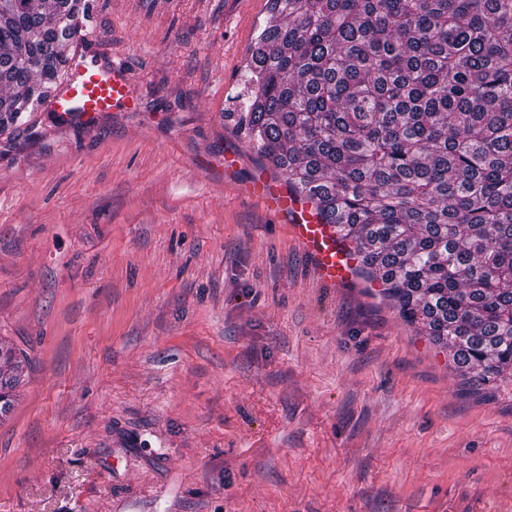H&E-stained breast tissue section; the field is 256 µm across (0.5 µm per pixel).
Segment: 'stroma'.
I'll use <instances>...</instances> for the list:
<instances>
[{
    "mask_svg": "<svg viewBox=\"0 0 512 512\" xmlns=\"http://www.w3.org/2000/svg\"><path fill=\"white\" fill-rule=\"evenodd\" d=\"M89 7L138 109L0 134V512H512V381L321 283L238 187L268 0ZM3 358V362H2ZM13 358L12 351H5L0 353V402H1V413L7 412L10 408V391L18 382L17 377L11 374L10 369L4 370L3 367H9L11 359ZM3 364V365H2Z\"/></svg>",
    "mask_w": 512,
    "mask_h": 512,
    "instance_id": "35a3bbf8",
    "label": "stroma"
}]
</instances>
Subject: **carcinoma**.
<instances>
[{
    "mask_svg": "<svg viewBox=\"0 0 512 512\" xmlns=\"http://www.w3.org/2000/svg\"><path fill=\"white\" fill-rule=\"evenodd\" d=\"M84 0H0V134ZM237 125L461 378L512 379V0H270ZM0 353V410L17 383Z\"/></svg>",
    "mask_w": 512,
    "mask_h": 512,
    "instance_id": "obj_1",
    "label": "carcinoma"
}]
</instances>
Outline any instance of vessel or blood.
Returning <instances> with one entry per match:
<instances>
[{"mask_svg":"<svg viewBox=\"0 0 512 512\" xmlns=\"http://www.w3.org/2000/svg\"><path fill=\"white\" fill-rule=\"evenodd\" d=\"M136 107L123 61L90 38L70 60L66 81L51 93L41 109L92 128L112 113L130 112ZM246 191L263 200L275 216L286 219L321 281L332 286L357 282L360 262L351 242L343 240L333 225L320 223L309 203L289 193L287 183L270 187L255 182L248 184Z\"/></svg>","mask_w":512,"mask_h":512,"instance_id":"obj_1","label":"vessel or blood"}]
</instances>
